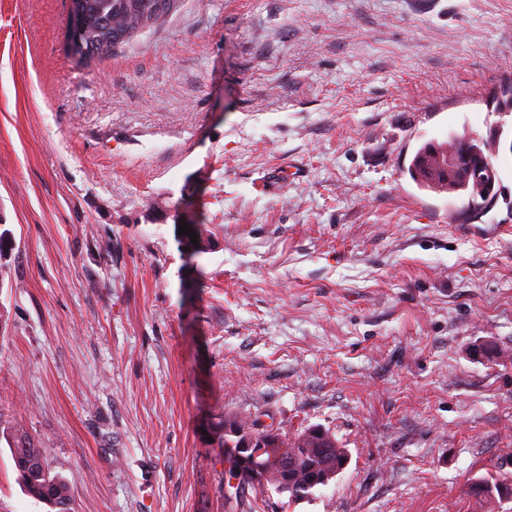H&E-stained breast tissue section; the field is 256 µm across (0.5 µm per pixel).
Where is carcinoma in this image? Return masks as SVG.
Masks as SVG:
<instances>
[{"label":"carcinoma","instance_id":"obj_1","mask_svg":"<svg viewBox=\"0 0 512 512\" xmlns=\"http://www.w3.org/2000/svg\"><path fill=\"white\" fill-rule=\"evenodd\" d=\"M68 17L81 16L78 37L82 44L95 50L91 62H100L112 56L114 50L133 41L147 29L165 24L169 12L178 0H68ZM478 147L483 154L496 157V144L479 136L461 135L448 142H428L415 154L409 174L420 187L436 192L448 191L467 199L464 208L481 209L487 202L497 198L499 182L485 179H471L466 184L450 183L441 178L428 177L421 168L426 165L446 163L448 153L456 151L457 142L463 140ZM232 426L238 435H224V425ZM253 425L236 418L226 417L216 424L218 447L237 443L252 432ZM10 451L19 475V482L27 495L48 505L51 512H72V498L67 483L50 475L46 459L50 449L34 442L24 432L17 431L12 437ZM348 462V452L338 446L335 437L327 430L312 427L288 438L277 434L260 440L257 454L252 461V470L261 476L257 483L244 480L240 495L234 496L238 507L245 508L250 495L265 496L269 490L288 495V502L309 498L313 491L330 483ZM288 466V476H283L280 465ZM288 488H281L283 480ZM468 493L476 498L494 501L512 496V476L500 474L491 483L487 480L473 482Z\"/></svg>","mask_w":512,"mask_h":512}]
</instances>
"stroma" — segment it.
Listing matches in <instances>:
<instances>
[{"label":"stroma","instance_id":"stroma-1","mask_svg":"<svg viewBox=\"0 0 512 512\" xmlns=\"http://www.w3.org/2000/svg\"><path fill=\"white\" fill-rule=\"evenodd\" d=\"M66 22L0 0V512H49L18 430L74 512H231L227 415L349 454L255 512H512L467 493L512 460V0H179L85 68ZM468 132L475 220L407 172ZM19 482L27 495L48 505L53 512H72V498L67 483L51 476L46 467L50 448L34 442L24 432L16 431L9 446Z\"/></svg>","mask_w":512,"mask_h":512}]
</instances>
